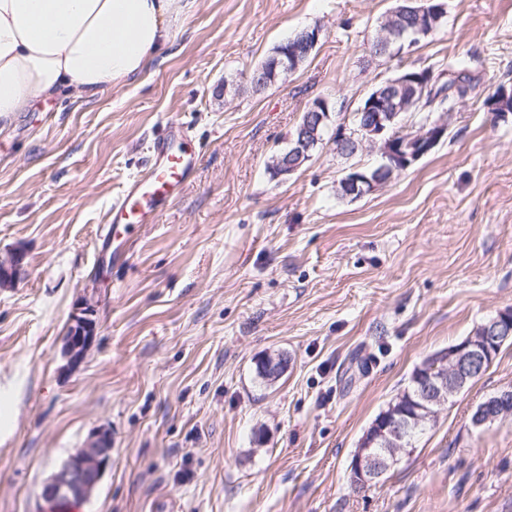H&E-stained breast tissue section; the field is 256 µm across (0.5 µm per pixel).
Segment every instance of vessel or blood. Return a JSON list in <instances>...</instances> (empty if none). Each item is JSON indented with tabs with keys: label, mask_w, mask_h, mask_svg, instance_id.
<instances>
[{
	"label": "vessel or blood",
	"mask_w": 512,
	"mask_h": 512,
	"mask_svg": "<svg viewBox=\"0 0 512 512\" xmlns=\"http://www.w3.org/2000/svg\"><path fill=\"white\" fill-rule=\"evenodd\" d=\"M197 163L195 152L166 144L148 176L134 179L108 212L111 227L153 224L160 217L159 204L175 198L184 188L188 173Z\"/></svg>",
	"instance_id": "1"
}]
</instances>
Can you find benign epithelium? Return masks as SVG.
<instances>
[{"label": "benign epithelium", "mask_w": 512, "mask_h": 512, "mask_svg": "<svg viewBox=\"0 0 512 512\" xmlns=\"http://www.w3.org/2000/svg\"><path fill=\"white\" fill-rule=\"evenodd\" d=\"M417 0H404V6L396 13L412 15L417 18L412 35H407L408 27L395 24L388 28L385 35L376 41L374 49L378 55L398 57L416 43V37L433 32L446 13L442 0H427L431 6L418 8ZM323 29L316 23L294 34L288 40V46L280 48L274 60L256 70L253 76L254 86L258 89L276 84L281 75L297 70L310 57L319 43ZM429 81V74L403 72L389 78L383 85L359 107L360 112L376 113L375 124L368 128L369 142L377 147L388 167L392 170H404L427 154L444 136L446 127L434 122L407 137L409 144L395 141L388 133L382 113L406 112L411 104L423 97V89ZM329 118V104L325 99H317L307 108L304 121L298 128V136L288 142V153L275 158L278 175L295 172L301 163L311 157L316 144L310 140V128L318 126ZM348 183L362 186V194L375 189L377 182L364 171L350 172ZM24 270V256L19 251L0 254V288L9 287ZM94 297L82 301V307L74 313L62 338V353L72 365L81 362L89 351L96 330ZM512 340V308L504 309L496 316L484 321L481 335H470L466 339L451 345L448 349L432 357L436 374L428 377L422 390V401L427 411L443 405L448 398L461 392L465 386L480 376L489 367L505 342ZM512 414V388L502 389L481 401L473 410L471 423L479 428ZM381 437L395 445L392 459L404 451L402 422L387 419L378 430ZM110 439L99 434L92 437L84 447L79 448L62 465L46 484L43 494L46 498L78 497L87 499L100 482L110 458ZM384 471L377 464L376 456L365 453L359 448L353 455L349 466L351 486L364 489L383 476Z\"/></svg>", "instance_id": "benign-epithelium-1"}]
</instances>
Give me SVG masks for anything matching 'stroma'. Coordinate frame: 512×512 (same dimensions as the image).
Here are the masks:
<instances>
[{"mask_svg":"<svg viewBox=\"0 0 512 512\" xmlns=\"http://www.w3.org/2000/svg\"><path fill=\"white\" fill-rule=\"evenodd\" d=\"M445 3L388 60L370 48L396 0H196L140 84L40 98L0 128V253L25 255L0 288V512H48L45 483L98 433L110 460L79 512H512V415L471 424L512 387V345L379 483L349 484L414 369L512 307V112L488 105L512 87V0ZM316 21L311 57L253 91L246 75ZM458 59L476 85L433 113L444 138L375 191L338 195L382 158L329 139L274 175L315 98L332 133L401 70ZM182 128L196 168L113 261L109 209ZM90 294L95 343L70 367L61 339Z\"/></svg>","mask_w":512,"mask_h":512,"instance_id":"35a3bbf8","label":"stroma"}]
</instances>
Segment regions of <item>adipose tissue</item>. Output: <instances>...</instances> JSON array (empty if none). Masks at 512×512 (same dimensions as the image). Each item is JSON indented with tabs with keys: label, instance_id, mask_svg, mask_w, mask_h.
I'll return each mask as SVG.
<instances>
[{
	"label": "adipose tissue",
	"instance_id": "adipose-tissue-1",
	"mask_svg": "<svg viewBox=\"0 0 512 512\" xmlns=\"http://www.w3.org/2000/svg\"><path fill=\"white\" fill-rule=\"evenodd\" d=\"M195 0H0V125L34 101L136 84Z\"/></svg>",
	"mask_w": 512,
	"mask_h": 512
}]
</instances>
